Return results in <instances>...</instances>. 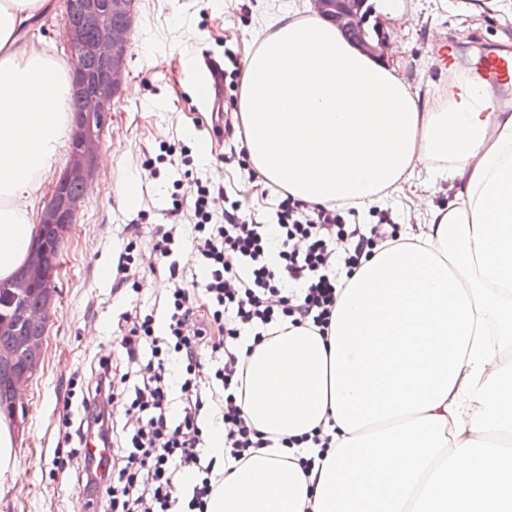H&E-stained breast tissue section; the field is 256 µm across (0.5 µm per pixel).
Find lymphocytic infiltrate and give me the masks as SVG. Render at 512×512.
<instances>
[{
	"label": "lymphocytic infiltrate",
	"instance_id": "lymphocytic-infiltrate-1",
	"mask_svg": "<svg viewBox=\"0 0 512 512\" xmlns=\"http://www.w3.org/2000/svg\"><path fill=\"white\" fill-rule=\"evenodd\" d=\"M179 156L182 170L174 187H188L196 221L191 238L207 273L204 288L179 282L176 265L165 285L166 325L157 330L151 314L130 312L118 338L119 351L97 358L95 377L82 392L77 416L63 420L66 449L56 450L58 469H74L87 497L106 501L108 512H206L221 477L214 464H203L202 410L219 407L224 453L240 462L253 447H265L241 416L246 395L242 351L284 333L286 326L326 330L341 271L355 272L362 254L386 241L391 217L371 227L346 223L355 208H309L283 198L271 219L257 223L247 202L233 201L215 216L211 204L223 183L193 174L188 147L165 146L146 167ZM206 296V314L197 310ZM223 354L224 363L207 373L203 352ZM222 390L203 396L208 378ZM184 407L170 414L173 391ZM98 434L110 453L105 462L83 452L89 433ZM192 471L191 490L177 483Z\"/></svg>",
	"mask_w": 512,
	"mask_h": 512
}]
</instances>
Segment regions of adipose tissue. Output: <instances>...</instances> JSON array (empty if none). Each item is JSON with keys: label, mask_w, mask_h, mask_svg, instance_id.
I'll return each mask as SVG.
<instances>
[{"label": "adipose tissue", "mask_w": 512, "mask_h": 512, "mask_svg": "<svg viewBox=\"0 0 512 512\" xmlns=\"http://www.w3.org/2000/svg\"><path fill=\"white\" fill-rule=\"evenodd\" d=\"M52 0H0V280L35 240L65 157L70 65L25 35ZM246 60L248 159L310 206L383 205L426 166L455 189L342 288L327 336L289 329L247 357L242 412L271 445L226 473L208 512H512V113L481 87L421 104L331 24L280 17ZM321 428L310 472L282 439Z\"/></svg>", "instance_id": "adipose-tissue-1"}]
</instances>
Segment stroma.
Listing matches in <instances>:
<instances>
[{"instance_id": "1", "label": "stroma", "mask_w": 512, "mask_h": 512, "mask_svg": "<svg viewBox=\"0 0 512 512\" xmlns=\"http://www.w3.org/2000/svg\"><path fill=\"white\" fill-rule=\"evenodd\" d=\"M374 22L387 43L383 66L421 99L444 104L447 74L431 67L429 40L433 33L454 44L456 74L464 76L473 63L497 50H512V11L499 10L495 0H373ZM289 14L301 23L314 17L311 0H137L128 74L124 89L111 104L112 122L105 130L92 188L65 244L58 280L55 317L49 326L42 363L34 379L20 391L28 414L14 430L17 481L0 491V512H81L83 504L74 472H59L52 460L64 443L63 401L73 377L90 383L94 358L113 353L124 312L151 313L157 290L168 276L156 266L151 234L167 223L174 191L175 169L159 167L158 178L143 170L164 143L183 142L192 150L196 174L223 182L226 196L217 210L232 201L249 199L257 221H268L280 201L267 181L250 179L241 151L244 131L215 135L214 122L230 124L231 110L213 119L201 102L191 74L193 60L207 54L222 66L244 67L245 58L260 44L258 30ZM28 39L47 54L69 58L61 10L45 16ZM189 56H182V49ZM447 182L429 183L417 175L391 198L386 209L360 212L358 223H378L389 212L395 224H423L429 205L452 199ZM194 222L190 203L177 217L182 243L176 254L186 284L206 278L186 235ZM142 259L137 271L140 291L117 289L116 264L129 242Z\"/></svg>"}]
</instances>
